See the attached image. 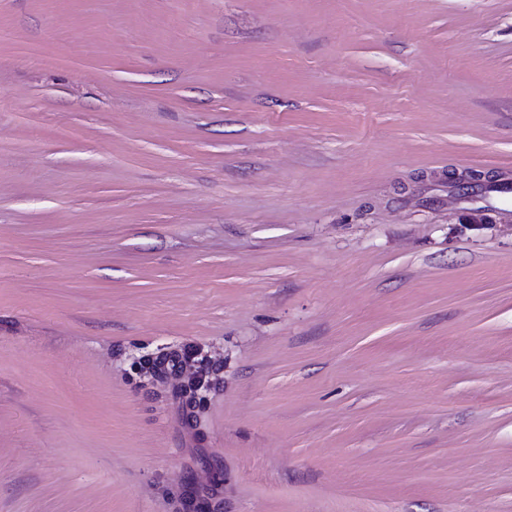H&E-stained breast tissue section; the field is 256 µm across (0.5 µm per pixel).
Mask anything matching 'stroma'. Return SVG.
<instances>
[{"instance_id": "stroma-1", "label": "stroma", "mask_w": 512, "mask_h": 512, "mask_svg": "<svg viewBox=\"0 0 512 512\" xmlns=\"http://www.w3.org/2000/svg\"><path fill=\"white\" fill-rule=\"evenodd\" d=\"M0 512H512V0H0Z\"/></svg>"}]
</instances>
